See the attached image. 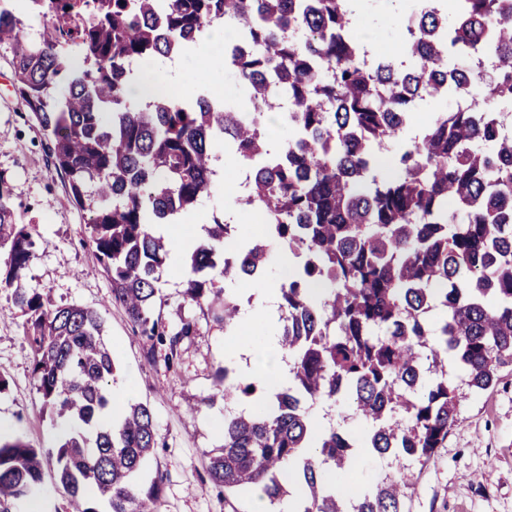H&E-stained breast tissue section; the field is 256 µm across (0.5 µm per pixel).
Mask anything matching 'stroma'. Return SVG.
<instances>
[{"instance_id":"obj_1","label":"stroma","mask_w":512,"mask_h":512,"mask_svg":"<svg viewBox=\"0 0 512 512\" xmlns=\"http://www.w3.org/2000/svg\"><path fill=\"white\" fill-rule=\"evenodd\" d=\"M410 0H362L355 29L380 35L368 57L400 53L407 31L400 21ZM219 45L201 42L177 67L164 68L167 84L178 92L194 87L198 72L220 53ZM50 141L16 94L12 55L0 48V175L11 190L18 223L29 225L37 249L24 281L50 304H77L100 310L105 339L119 362L112 392H125L128 402L148 404L158 441L140 491L158 489L159 512H251L250 497H224L207 478L206 465L223 445L224 415L244 409L241 399L217 392L218 372L232 363L224 327L183 298L185 252L172 249L159 283L154 310L175 325L190 317L198 334L180 348L174 365L165 362V348L154 361L145 358V344L124 310L111 304V283L103 273L89 239V211L68 200V182L49 156ZM0 286V420L8 433L34 447L55 449L61 422L43 407L32 375L33 353L26 338V318ZM448 379L460 394L457 420L442 448L427 463L412 464L408 512H512V366L502 368L489 389L471 393L460 365L448 367ZM196 413H186L188 404ZM326 424L362 440L357 461L345 480L349 487L368 488L392 473L396 463L366 447L368 426L349 402L324 407Z\"/></svg>"}]
</instances>
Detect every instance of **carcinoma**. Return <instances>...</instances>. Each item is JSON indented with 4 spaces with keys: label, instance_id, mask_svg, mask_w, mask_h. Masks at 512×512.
<instances>
[{
    "label": "carcinoma",
    "instance_id": "1",
    "mask_svg": "<svg viewBox=\"0 0 512 512\" xmlns=\"http://www.w3.org/2000/svg\"><path fill=\"white\" fill-rule=\"evenodd\" d=\"M26 25L0 0V46L12 52L16 92L51 141L69 197L88 208L90 239L124 308L153 354L197 335L183 318L171 328L153 316L171 246L154 231L201 208L225 155L250 164L234 206L264 220L263 236L221 260L237 225L212 212L207 241L189 255L185 296L231 330L234 290L216 287L266 271L268 241L300 264L280 285L279 344L292 386L266 397L253 382H227L224 396L248 408L224 415V444L207 467L226 492L258 489L272 504L297 473L296 512H406V463L427 462L448 437L459 393L448 360L468 385L490 388L512 365V0H456L444 20L418 0L422 32L409 34L405 60L368 65L352 33L351 0H22ZM223 25L244 42L232 71L249 97L226 108L209 92L164 90L129 97L133 60L165 62ZM490 53L486 77L466 68ZM451 97L380 180L372 148L396 139L415 103ZM288 136L269 140L277 102ZM455 210L448 211V204ZM13 304L26 316L33 373L44 403L70 432L57 449L58 479L70 512H158L157 494L137 491L156 444L150 407L134 403L110 421L116 366L101 313L78 305L45 308L22 282L34 257L28 225L15 219L0 175V250ZM317 284L328 290L315 301ZM442 318L433 321L434 311ZM347 396L368 424L370 448L400 462L373 487L350 494L326 476L353 467L354 441L332 426L309 455V408ZM45 455L0 437V512L36 495Z\"/></svg>",
    "mask_w": 512,
    "mask_h": 512
}]
</instances>
